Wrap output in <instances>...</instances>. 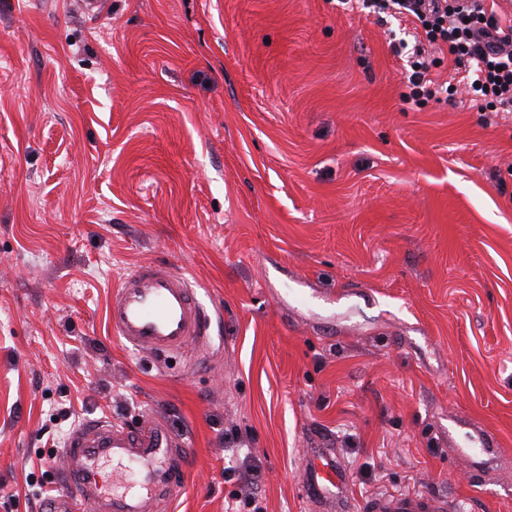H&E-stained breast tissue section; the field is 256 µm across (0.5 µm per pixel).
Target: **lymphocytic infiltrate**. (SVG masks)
<instances>
[{
	"instance_id": "1",
	"label": "lymphocytic infiltrate",
	"mask_w": 512,
	"mask_h": 512,
	"mask_svg": "<svg viewBox=\"0 0 512 512\" xmlns=\"http://www.w3.org/2000/svg\"><path fill=\"white\" fill-rule=\"evenodd\" d=\"M362 10L394 11L410 18L419 39L407 60L404 102L420 103L447 93L429 77L437 63L427 45H446L457 68L467 72L463 91L473 106L512 112V16L489 10L487 0H354Z\"/></svg>"
}]
</instances>
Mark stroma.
Listing matches in <instances>:
<instances>
[{
  "mask_svg": "<svg viewBox=\"0 0 512 512\" xmlns=\"http://www.w3.org/2000/svg\"><path fill=\"white\" fill-rule=\"evenodd\" d=\"M408 26L337 0H0V512H43L79 426L155 409L190 454L158 512H225L236 432L262 512H314L311 448L343 512H512V116L404 103ZM147 263L217 312L205 348L111 332ZM343 482V475L336 461L328 457L322 448H311L300 485L304 495L328 511L336 506V489ZM368 512H449L456 510L447 501L427 492L374 495L362 506Z\"/></svg>",
  "mask_w": 512,
  "mask_h": 512,
  "instance_id": "1",
  "label": "stroma"
}]
</instances>
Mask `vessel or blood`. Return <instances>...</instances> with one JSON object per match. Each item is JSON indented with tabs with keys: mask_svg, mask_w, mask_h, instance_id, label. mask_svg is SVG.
I'll use <instances>...</instances> for the list:
<instances>
[{
	"mask_svg": "<svg viewBox=\"0 0 512 512\" xmlns=\"http://www.w3.org/2000/svg\"><path fill=\"white\" fill-rule=\"evenodd\" d=\"M111 330L134 349L165 355L191 341L207 339L211 317L186 278L170 267L149 264L123 277L108 306ZM63 454L65 489L50 499L48 512H150L173 499L189 469L187 442L173 434L166 417L148 413L135 428L108 420L78 427ZM126 463L133 478L129 493L108 494L96 482L101 460ZM343 475L333 458L312 449L300 485L304 495L331 512ZM365 512H449L447 501L427 492L374 495Z\"/></svg>",
	"mask_w": 512,
	"mask_h": 512,
	"instance_id": "vessel-or-blood-1",
	"label": "vessel or blood"
}]
</instances>
